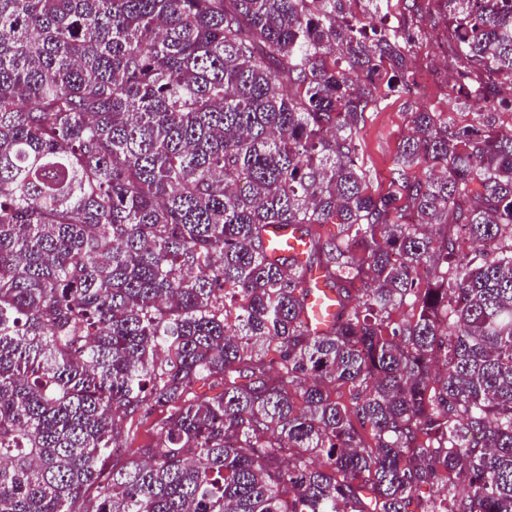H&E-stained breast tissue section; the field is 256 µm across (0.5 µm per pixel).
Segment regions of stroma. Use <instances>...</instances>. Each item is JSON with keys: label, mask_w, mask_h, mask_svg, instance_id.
Wrapping results in <instances>:
<instances>
[{"label": "stroma", "mask_w": 512, "mask_h": 512, "mask_svg": "<svg viewBox=\"0 0 512 512\" xmlns=\"http://www.w3.org/2000/svg\"><path fill=\"white\" fill-rule=\"evenodd\" d=\"M409 10L405 0H390L389 24L415 31L411 48V66L427 82L406 96H388L378 100L368 112L363 129L364 160L373 175L375 193H385L389 171L402 138L411 130L412 108L424 107L449 112L454 107L453 85L458 62L449 49L448 18L437 0H416Z\"/></svg>", "instance_id": "obj_1"}]
</instances>
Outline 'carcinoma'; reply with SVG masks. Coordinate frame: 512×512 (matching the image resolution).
I'll list each match as a JSON object with an SVG mask.
<instances>
[{"instance_id": "carcinoma-1", "label": "carcinoma", "mask_w": 512, "mask_h": 512, "mask_svg": "<svg viewBox=\"0 0 512 512\" xmlns=\"http://www.w3.org/2000/svg\"><path fill=\"white\" fill-rule=\"evenodd\" d=\"M359 2L0 0V512H512V0H443L468 123L377 196ZM266 238L268 242H272L278 248L284 249L285 252L301 254L306 247L300 242L297 236H291L288 232L278 225H271L267 228ZM308 312L319 323V328L331 324L336 316V295L325 288H312L307 300ZM163 415L158 411L151 414H142L134 418L133 428L129 436H125L123 447L148 448L157 440L159 426Z\"/></svg>"}]
</instances>
